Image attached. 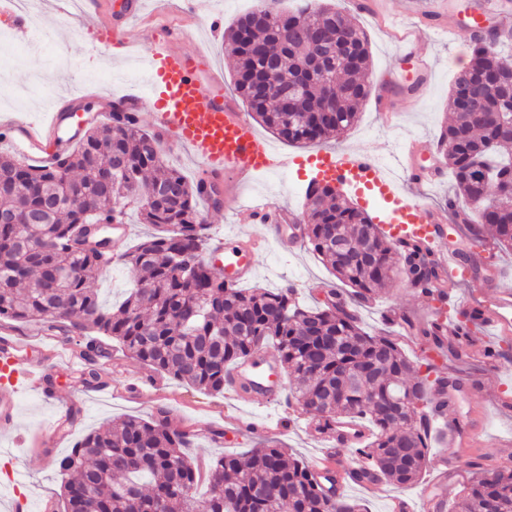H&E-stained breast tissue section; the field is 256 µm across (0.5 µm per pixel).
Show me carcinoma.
<instances>
[{"instance_id":"carcinoma-1","label":"carcinoma","mask_w":512,"mask_h":512,"mask_svg":"<svg viewBox=\"0 0 512 512\" xmlns=\"http://www.w3.org/2000/svg\"><path fill=\"white\" fill-rule=\"evenodd\" d=\"M497 40L491 30L473 37L469 66L448 95L438 146L453 175V203L472 215L467 238L489 232L512 249V127L504 121L512 117V59L499 55ZM225 49L236 61L238 94L290 144L348 131L373 92L366 33L323 0H297L289 10L263 3L231 25ZM267 60L277 68L273 79ZM313 62L302 98L281 107L268 84L286 86ZM307 199L308 247L353 288L338 293L334 311L301 306L286 286L226 287L205 258L211 234L199 208L201 186L167 164L157 138L127 115L118 125H89L50 165L0 154V214L24 220L0 223V318L71 322L97 333L79 351L86 384L100 379L101 359L110 358L102 336L154 372L211 394L224 393L229 366L271 340L290 396L316 431L338 414L368 419L371 438L350 455L365 458L366 475L376 481L414 484L429 444L448 440L419 410L433 364L423 372L395 336L364 331L353 305L377 296L396 274L432 295L433 251L410 233L394 239L330 184L311 182ZM129 210L154 232L117 255L87 246L98 225L123 224ZM338 240L351 261L336 251ZM118 262L138 276L112 308L91 284ZM481 317L478 306L461 308L454 326L469 336ZM447 326L436 318L413 328L444 355ZM185 445L162 416H131L85 434L55 459L63 512H366L347 496L329 497L308 463L274 440L217 457L200 500L199 472ZM491 501L498 512H512V468L481 472L456 508L486 512Z\"/></svg>"}]
</instances>
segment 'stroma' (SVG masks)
Masks as SVG:
<instances>
[{"instance_id": "1", "label": "stroma", "mask_w": 512, "mask_h": 512, "mask_svg": "<svg viewBox=\"0 0 512 512\" xmlns=\"http://www.w3.org/2000/svg\"><path fill=\"white\" fill-rule=\"evenodd\" d=\"M258 0H207L206 13L192 28V38L185 49L203 43L209 48L212 62L224 73V93L234 96L233 60L224 52V37L208 29V18L222 16L225 25H232L241 14L250 10ZM339 10L355 16L365 31L370 45L371 69L369 80L376 90L366 100L356 125L338 139L332 147L355 149L373 153L379 160L392 158L400 140L416 137L425 142L431 154H438V137L448 110V91L461 65L471 57L472 37L461 30L456 37L434 31L422 23L420 13L427 0H383L385 16L354 8L353 0H329ZM116 23L127 24L136 34L138 44L125 47L120 44L103 46L98 41L96 19L86 16L80 23L64 27L58 19L53 0H43L44 17L52 31L48 44L32 45L18 39L13 44L22 59L8 69L9 88L28 94V116L35 121L45 120L51 99H68L70 106H87L91 112H100L107 99L127 93L148 98L150 85L146 69L150 57L154 26L174 21L178 0H142L143 14L126 17L124 0H108ZM406 30L418 34V49L430 65L427 88L422 96L400 106L397 126H387L381 116L383 107L380 92L386 91L392 81L399 79L403 64L399 59L397 35ZM307 177L295 173L273 172L256 177L242 192L241 199H228L214 210L205 212L204 219L214 235L239 229L263 234L262 225L250 223L241 207L242 202L268 201L303 212L307 209ZM257 273L251 285L273 289L293 284L299 303L305 307L322 305L321 286L336 285L337 279L311 249L288 255L276 244H269L256 258ZM435 303L431 298L410 288L405 280L394 279L391 286L373 304L360 307L359 316L364 329L373 334L398 332L399 324L389 323L387 314L399 311L412 320L428 319ZM502 368L491 371L483 366L460 363L459 368L475 381V388L462 407L481 405L485 414L486 436L505 441L499 449L502 457L512 458V412L500 410L485 393L506 388L512 392V347L501 346ZM115 363L105 364L101 379L115 396L97 399L88 395V387L76 367L61 365L50 374L53 390L70 398L79 413L81 427L50 449L17 445L14 440H0V496L25 494L34 512H43L44 500L60 501L61 478L55 466L56 458L64 455L82 433L106 426L127 416L151 419L158 409H167L173 429L184 427L192 420L191 443L188 456L199 466L209 467L223 454L236 453L253 447L262 439H274L293 457L310 459L316 446L305 420L289 416L286 407H259L253 414L256 428L242 429L233 425L236 403L227 395H212L160 375L136 359L115 351ZM19 472L20 479L6 483L9 472Z\"/></svg>"}]
</instances>
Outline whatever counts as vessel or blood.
Wrapping results in <instances>:
<instances>
[{
  "instance_id": "vessel-or-blood-1",
  "label": "vessel or blood",
  "mask_w": 512,
  "mask_h": 512,
  "mask_svg": "<svg viewBox=\"0 0 512 512\" xmlns=\"http://www.w3.org/2000/svg\"><path fill=\"white\" fill-rule=\"evenodd\" d=\"M184 33L175 24L157 29L148 61V73L154 96L144 100L126 101L128 112L147 111L152 125L160 135L193 156L205 176L206 187L239 194L241 189L262 172L311 168L316 181L345 182L357 186L369 195L390 203L393 221L411 228L417 237L425 239L435 252L436 279L432 291L448 293L450 278L479 264L490 247L489 241L469 244L466 252L447 242L448 214L440 208L404 196L395 182L380 167L374 155L356 150L334 153L320 150L307 157H288L274 152L262 136L231 100L223 96V75L210 56L200 50L183 51L180 41ZM9 125L11 143L22 157L41 164L56 155L60 132L64 125H82L79 113L65 112L53 107L42 122L27 121L23 115L12 114L0 120ZM424 149L418 139H408L400 148L397 161L416 185L436 181L443 173L442 166L421 165ZM250 222L263 223L265 238L276 243H291L295 249L306 245L302 232L301 215L290 208L261 203L247 211ZM259 243L251 234L235 231L213 239L207 257L223 277L225 286L234 287L249 280L255 271L254 253ZM479 281L487 290L484 324L491 331V339L483 344H472L469 337L449 332L445 343L464 351L470 361L485 364L491 360V347L512 342V288L500 284L498 267L487 268ZM31 346L21 341L7 326H0V436L17 435L16 396L22 391L40 395L52 406L57 418H64L71 406L69 400L47 395L44 381L57 364L69 363L73 355L66 347L47 343L41 347L40 360L29 357ZM455 376L452 384L436 386L427 403L428 413L448 427V442L458 448H487L481 438L482 415H461L459 405L469 389V379L459 376L456 367H449ZM225 389L235 393L245 403L272 405L279 403L285 391V376L272 352L259 348L229 367L224 377ZM365 430L346 415H338L322 438L323 448L314 455L310 469L325 486L344 489L353 481L354 472L343 455L360 442ZM428 492L416 500L394 496L389 500V512H442L444 505L438 498L439 490L449 477H461L465 468L460 457L438 454L429 461Z\"/></svg>"
}]
</instances>
